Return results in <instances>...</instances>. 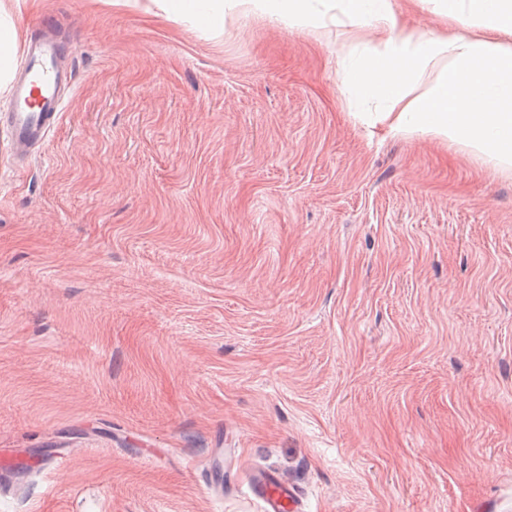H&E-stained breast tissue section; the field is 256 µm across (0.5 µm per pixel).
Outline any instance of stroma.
<instances>
[{"label":"stroma","mask_w":512,"mask_h":512,"mask_svg":"<svg viewBox=\"0 0 512 512\" xmlns=\"http://www.w3.org/2000/svg\"><path fill=\"white\" fill-rule=\"evenodd\" d=\"M148 4L13 6L75 87L28 165L0 135V448L39 463L0 512H258L256 466L309 512H512V173L360 123L335 36Z\"/></svg>","instance_id":"1"}]
</instances>
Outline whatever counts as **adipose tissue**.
<instances>
[{
    "label": "adipose tissue",
    "instance_id": "adipose-tissue-1",
    "mask_svg": "<svg viewBox=\"0 0 512 512\" xmlns=\"http://www.w3.org/2000/svg\"><path fill=\"white\" fill-rule=\"evenodd\" d=\"M439 14L477 28L422 37L396 17L391 0H339L338 11L314 9L312 0H157L166 19L207 24L216 14L274 19L291 29L319 33L335 26L349 38L348 21H373L366 59L350 62L351 95L374 100L369 112L354 109L360 122L389 133L421 132L443 142L461 143L512 172V0H433ZM19 31L6 0H0V93L13 77Z\"/></svg>",
    "mask_w": 512,
    "mask_h": 512
}]
</instances>
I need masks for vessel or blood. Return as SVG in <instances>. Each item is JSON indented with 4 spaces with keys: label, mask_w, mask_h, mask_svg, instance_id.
Segmentation results:
<instances>
[{
    "label": "vessel or blood",
    "mask_w": 512,
    "mask_h": 512,
    "mask_svg": "<svg viewBox=\"0 0 512 512\" xmlns=\"http://www.w3.org/2000/svg\"><path fill=\"white\" fill-rule=\"evenodd\" d=\"M69 47L52 19L39 22L25 42L11 108L0 113L8 147L17 160H25L47 141L63 108V92L72 88L73 77L62 67ZM246 480L261 512H306L305 502L288 477L274 469L255 468Z\"/></svg>",
    "instance_id": "obj_1"
}]
</instances>
